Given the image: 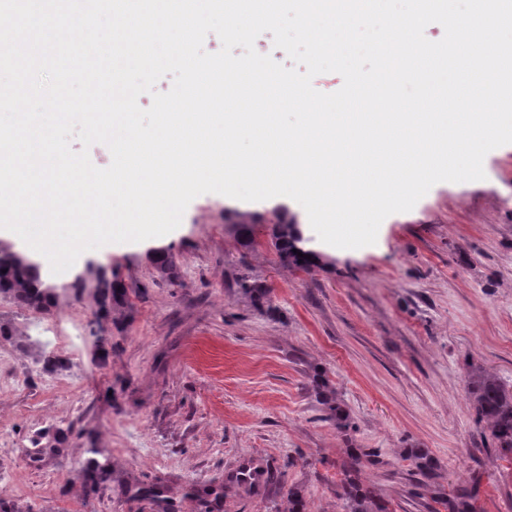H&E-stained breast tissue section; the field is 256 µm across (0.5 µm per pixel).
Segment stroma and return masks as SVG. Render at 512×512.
Returning <instances> with one entry per match:
<instances>
[{
  "label": "stroma",
  "mask_w": 512,
  "mask_h": 512,
  "mask_svg": "<svg viewBox=\"0 0 512 512\" xmlns=\"http://www.w3.org/2000/svg\"><path fill=\"white\" fill-rule=\"evenodd\" d=\"M483 167L485 179L434 185L359 249L316 239L295 201L200 195L162 243L174 279L141 243L86 251L130 290L118 330L98 329L87 297L48 311L1 298L16 333L0 337V380L28 382L0 395V498L16 512H150L116 489L83 498L77 471L99 446L178 512H203L186 496L194 486L227 487L224 512H286L294 485L308 512H342L344 441L309 389L316 365L350 410L354 443L376 452L361 475L390 512H448L445 498L470 482L481 512H512V454L494 451L466 387L474 367L512 387V147ZM283 203L322 266L284 268L270 225H252L246 246L224 221ZM245 276L269 288L275 316L242 293ZM69 318L81 322L79 360L57 371L77 378L52 385L45 327ZM59 431L58 457L11 451ZM413 445L434 457L440 492L417 486L403 454Z\"/></svg>",
  "instance_id": "obj_1"
}]
</instances>
